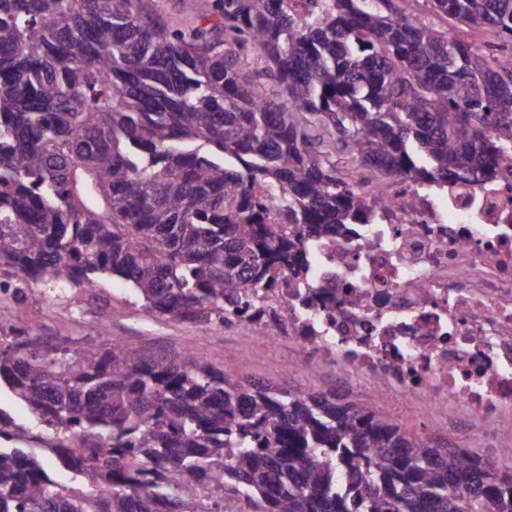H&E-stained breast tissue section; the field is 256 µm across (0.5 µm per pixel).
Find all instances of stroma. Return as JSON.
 <instances>
[{
    "mask_svg": "<svg viewBox=\"0 0 512 512\" xmlns=\"http://www.w3.org/2000/svg\"><path fill=\"white\" fill-rule=\"evenodd\" d=\"M20 331L48 344L67 336L81 346H99L116 338L151 359L182 360L194 355L246 379L309 393L337 389L345 400L387 414L414 435L444 438L452 447L481 454L487 451L484 438L458 415L429 421L420 412H402L394 403L376 398L368 386L352 383L337 388L334 372L310 371L301 353L288 341L273 346L265 336H247L245 329L237 326L147 318L117 278L103 279L92 288L73 289L53 303L44 298L42 285L12 279L9 292L0 293V338Z\"/></svg>",
    "mask_w": 512,
    "mask_h": 512,
    "instance_id": "stroma-1",
    "label": "stroma"
}]
</instances>
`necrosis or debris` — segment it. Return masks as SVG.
I'll use <instances>...</instances> for the list:
<instances>
[{
	"instance_id": "obj_1",
	"label": "necrosis or debris",
	"mask_w": 512,
	"mask_h": 512,
	"mask_svg": "<svg viewBox=\"0 0 512 512\" xmlns=\"http://www.w3.org/2000/svg\"><path fill=\"white\" fill-rule=\"evenodd\" d=\"M502 168L464 193L363 182L379 222L282 270L264 304L287 307L288 329L265 335L430 418L456 412L478 431L512 419V159Z\"/></svg>"
}]
</instances>
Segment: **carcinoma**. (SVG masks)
Masks as SVG:
<instances>
[{"label":"carcinoma","instance_id":"carcinoma-1","mask_svg":"<svg viewBox=\"0 0 512 512\" xmlns=\"http://www.w3.org/2000/svg\"><path fill=\"white\" fill-rule=\"evenodd\" d=\"M428 2L499 54L406 0H196L209 28L150 0H0V273L108 274L148 317L255 321L304 239L379 220L336 157L382 185L494 177L512 0ZM1 381L47 434L0 409V512H512V472L478 453L205 358L16 336ZM409 9L416 15L433 22L451 38H463L476 45L487 44L493 41L491 34L486 31L481 29H469L468 33H464L458 28L459 25L454 21L443 16L433 15L427 0H412L409 4Z\"/></svg>","mask_w":512,"mask_h":512}]
</instances>
